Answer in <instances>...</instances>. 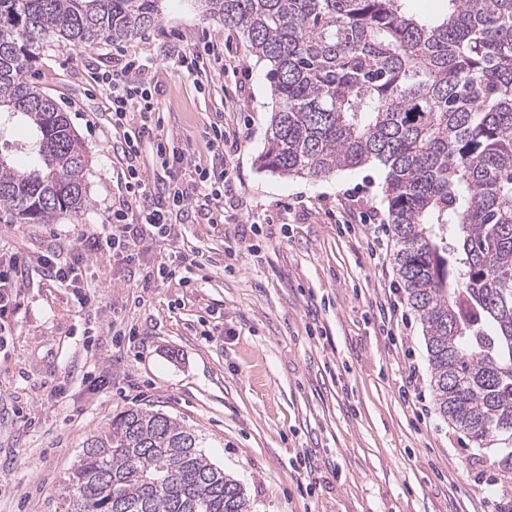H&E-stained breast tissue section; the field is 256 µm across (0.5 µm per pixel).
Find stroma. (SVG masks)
Returning a JSON list of instances; mask_svg holds the SVG:
<instances>
[{"instance_id":"stroma-1","label":"stroma","mask_w":512,"mask_h":512,"mask_svg":"<svg viewBox=\"0 0 512 512\" xmlns=\"http://www.w3.org/2000/svg\"><path fill=\"white\" fill-rule=\"evenodd\" d=\"M218 44L228 68L198 89L174 63L202 42ZM149 59L160 103L159 137L208 166L211 124L230 137L224 167L232 206L222 224L192 207L173 214L175 236L153 241L125 264L97 253L78 263L81 287L30 271L0 336V512H63L64 480L84 440L132 408L157 410L199 436L206 457L244 487L252 512H500L512 478L497 448H475L439 414L418 421L400 392L407 363L375 318L397 285L394 257L379 260L348 199L387 219L385 168L372 163L311 180L259 169L272 111L265 62L199 0H162L152 28L119 43L54 41L27 78L66 112L89 157V206L51 224L0 222V255L66 250L123 210L119 136L107 121L109 93L96 81L116 50ZM32 130L0 121V154L20 152ZM259 223L249 245L237 227ZM199 253L203 280L142 288L162 256ZM139 328L117 340L113 321ZM311 459L324 479L300 488Z\"/></svg>"}]
</instances>
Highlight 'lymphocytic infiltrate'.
I'll return each instance as SVG.
<instances>
[{
  "instance_id": "lymphocytic-infiltrate-1",
  "label": "lymphocytic infiltrate",
  "mask_w": 512,
  "mask_h": 512,
  "mask_svg": "<svg viewBox=\"0 0 512 512\" xmlns=\"http://www.w3.org/2000/svg\"><path fill=\"white\" fill-rule=\"evenodd\" d=\"M176 65L193 76L200 86L208 82L212 74L225 71L223 57L214 45L178 56ZM154 80L151 67L144 59L136 57L117 61L111 71L102 75L103 83L111 92V125L123 131L122 154L127 160L129 185L141 203V223H126L124 215L117 213L112 223L102 225L71 246L68 253L52 251L35 258L16 253L8 260H0V319L14 309L18 290L24 285L31 267H38L46 280L71 286L76 278L72 260L82 256L84 250L97 253L112 250L120 253L123 260L135 261L146 241L165 240L173 234L175 226L171 215L173 211L184 209L192 196L203 197L209 205L211 223H223V174L200 168L195 178L182 180L174 167L182 163L183 154L156 139L155 114L159 103L152 93ZM147 142L155 143L156 166L168 176L163 184L146 179L137 162L140 147Z\"/></svg>"
}]
</instances>
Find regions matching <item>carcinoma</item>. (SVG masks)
<instances>
[{
  "label": "carcinoma",
  "instance_id": "cac0c4a2",
  "mask_svg": "<svg viewBox=\"0 0 512 512\" xmlns=\"http://www.w3.org/2000/svg\"><path fill=\"white\" fill-rule=\"evenodd\" d=\"M161 0H0V115L34 128L20 170L0 155V211L51 224L87 208L88 156L57 103L29 83L51 39L120 42ZM267 63L278 102L263 167L320 179L377 161L407 304L436 410L512 474V0H202ZM65 512H251L240 483L176 418L143 408L85 440Z\"/></svg>",
  "mask_w": 512,
  "mask_h": 512
}]
</instances>
